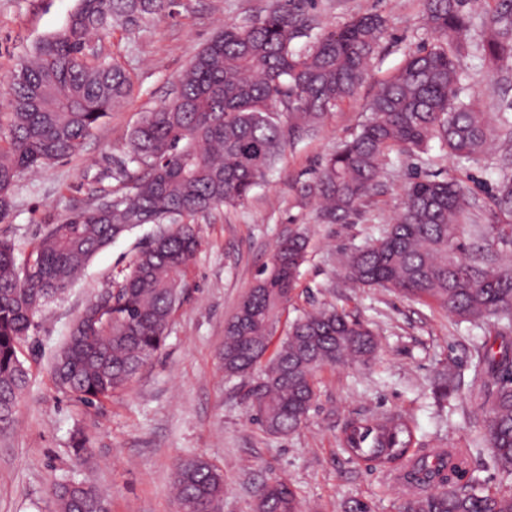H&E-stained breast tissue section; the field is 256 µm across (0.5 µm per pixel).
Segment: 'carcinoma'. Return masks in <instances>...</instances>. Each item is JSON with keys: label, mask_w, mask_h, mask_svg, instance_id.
Returning <instances> with one entry per match:
<instances>
[{"label": "carcinoma", "mask_w": 512, "mask_h": 512, "mask_svg": "<svg viewBox=\"0 0 512 512\" xmlns=\"http://www.w3.org/2000/svg\"><path fill=\"white\" fill-rule=\"evenodd\" d=\"M480 13L474 0H426L432 44L410 52L397 73L369 99L370 117L326 161L310 186L324 224L345 222L377 186L389 155L426 153L439 141L448 155L470 161L491 135L489 113L461 97L458 56L475 22L489 30L477 46L496 65L512 57V0ZM172 0H78L63 29L41 40L8 82L13 112L0 137V223L11 190L25 170L49 167L79 151L112 107L131 89L127 70L88 49L115 24L138 27L165 13ZM385 30L379 15L306 32L299 0H272L244 27L227 26L195 57L175 96L146 115L130 137L127 161L112 177L117 196L51 225L31 246L33 264L19 267L16 246L0 238V423L10 422L28 383L21 343L45 302L113 240L143 224L158 231L139 250L123 281L100 294L78 318L53 365L56 383L93 404L112 397L161 349L173 312L185 295L189 261L200 246L191 220L245 202L291 138L308 134L364 80ZM307 37L302 49L294 39ZM278 112L288 113L283 122ZM512 213V171L504 169L491 196ZM470 195L456 181L427 174L404 186V204L380 236L345 260L357 286L391 288L477 324L499 343L481 358L486 378L478 395L487 405L480 437L494 464L512 477V265L485 269L461 256L460 234ZM307 242L282 241L234 314L224 324V375L260 368L249 391L250 416L273 434L296 431L316 399L322 368L367 360L378 342L364 323L336 309L303 313L273 343L278 314L288 303ZM459 374L442 373L433 388L443 403ZM341 445L355 460L386 470L404 489V512H512V491L490 492L469 474L462 448L430 446L402 415L352 420ZM186 512H217L224 475L209 460L178 463L172 479ZM56 512H108L94 485L62 479L47 490ZM256 512H298L290 484L273 480L258 494Z\"/></svg>", "instance_id": "obj_1"}]
</instances>
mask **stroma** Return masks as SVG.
Here are the masks:
<instances>
[{
    "label": "stroma",
    "mask_w": 512,
    "mask_h": 512,
    "mask_svg": "<svg viewBox=\"0 0 512 512\" xmlns=\"http://www.w3.org/2000/svg\"><path fill=\"white\" fill-rule=\"evenodd\" d=\"M76 4L0 0V120L12 110L5 89L11 73L37 42L63 28ZM269 6L270 0H176L171 13L133 29L114 27L99 41L102 56L129 72L130 93L76 156L20 175L11 214L0 223V238L14 241L18 260H25L48 225L95 206L104 195L122 193L111 172L125 161L133 129L171 99L183 71L217 32L247 25ZM302 13L316 28L338 27L356 15L384 17L386 30L364 82L314 135L285 144L243 205L198 219L201 245L187 269L188 295L171 318L165 344L111 398L83 403L55 384L51 366L85 306L122 281L154 225L136 227L99 251L63 295L39 309L19 353L29 382L12 421L0 429V512H55L47 487L61 477L106 489L111 512H178L172 472L179 460L195 456L223 471V512H255L258 489L274 479L296 489L301 512H343L356 498L372 512H401L402 488L385 472L352 461L339 442L349 418L381 413L409 418L422 442L468 449L470 472L488 489L512 488V478L495 467L479 440L486 409L470 396L482 329L387 288L348 287L342 263L345 253L389 224L403 205L405 183L417 174L460 180L471 194L472 223L512 225V214L489 213V190L505 156L512 155V140L496 131L473 162L449 157L436 142L426 155L391 153L379 185L347 222L320 223L308 187L325 158L368 119L366 103L378 85L410 50L432 38L423 0H304ZM459 70L466 94L487 111L512 103V61L493 67L474 53L460 57ZM297 233L308 240L307 255L280 313L278 334L304 311L333 306L367 322L379 350L367 362L323 368L302 427L274 435L249 419L250 378L224 376V323L277 245ZM446 368L460 372L462 384L441 407L431 389ZM77 432L88 437L90 458L74 454L71 437Z\"/></svg>",
    "instance_id": "stroma-1"
}]
</instances>
